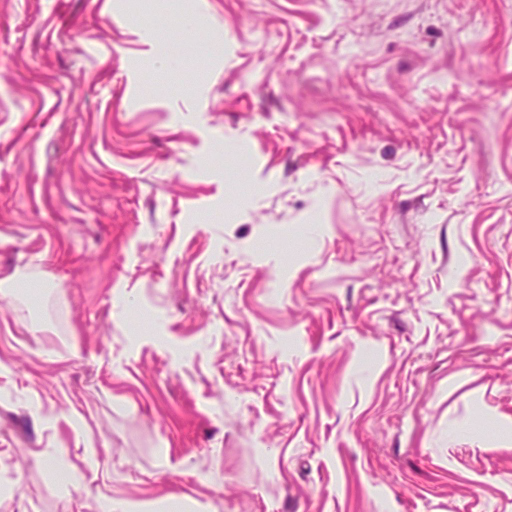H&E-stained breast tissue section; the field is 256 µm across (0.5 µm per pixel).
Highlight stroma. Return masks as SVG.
Segmentation results:
<instances>
[{"mask_svg":"<svg viewBox=\"0 0 512 512\" xmlns=\"http://www.w3.org/2000/svg\"><path fill=\"white\" fill-rule=\"evenodd\" d=\"M0 512H512V0H0Z\"/></svg>","mask_w":512,"mask_h":512,"instance_id":"35a3bbf8","label":"stroma"}]
</instances>
